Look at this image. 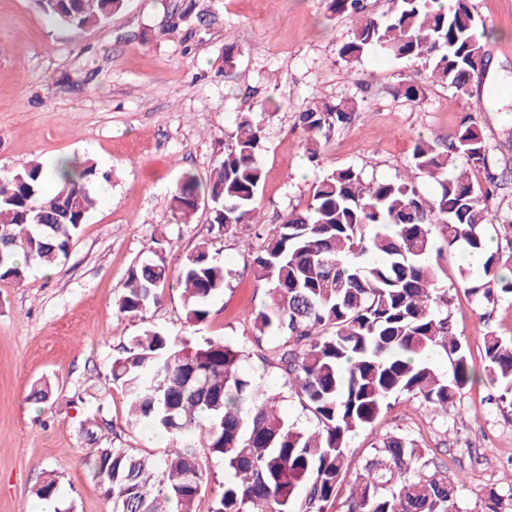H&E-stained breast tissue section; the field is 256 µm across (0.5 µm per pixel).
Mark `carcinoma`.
Instances as JSON below:
<instances>
[{
  "label": "carcinoma",
  "instance_id": "obj_1",
  "mask_svg": "<svg viewBox=\"0 0 512 512\" xmlns=\"http://www.w3.org/2000/svg\"><path fill=\"white\" fill-rule=\"evenodd\" d=\"M127 2L39 0L49 19L79 30L104 23ZM387 2L378 15L368 0H329L332 12L357 19L341 58L353 62L380 48L399 59H424L434 81L467 92L485 55L469 0ZM359 110L358 102L341 98L299 112L309 162H319L322 141ZM230 138L209 180L186 172L172 196L184 216L208 199V223L219 237L258 223L264 178L261 121L240 118ZM412 158L416 174L436 183L433 196L420 195L410 178L366 181L360 170L342 167L324 175L306 206L266 234L252 272L270 301L254 317V342L260 347L266 335L279 338L269 360L278 386L242 369L252 349L192 336L232 275L208 243L174 270L157 250L130 267L116 301L120 316L145 320L163 301L165 286H175L184 332L147 326L112 356L106 380L131 396L129 427L171 441L159 454L88 449L82 463L112 512H193L211 459L224 463V484L208 512H328L343 489L341 512H465L459 479L408 433L385 434L354 470L348 462L352 436L387 412L393 398L446 414L481 379L512 406V336L492 330L483 336L486 366L476 376L453 329V297L439 287L441 261L463 251L483 256L479 270L459 269L465 292L486 307L512 296L501 250L487 249L490 201L499 188L489 150L464 122L443 148L418 139ZM63 162L34 161L0 173V280L22 282L32 266H57L95 205L94 185L109 180L90 161L70 178L59 173ZM474 171L485 173V181L473 179ZM56 175L54 192L44 193L46 179ZM438 353L450 364L447 376L432 364ZM288 401L313 427L288 419L280 407ZM58 491L52 472L33 489L41 500ZM507 498L512 491L485 488L480 512H502Z\"/></svg>",
  "mask_w": 512,
  "mask_h": 512
}]
</instances>
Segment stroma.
Wrapping results in <instances>:
<instances>
[{
  "label": "stroma",
  "mask_w": 512,
  "mask_h": 512,
  "mask_svg": "<svg viewBox=\"0 0 512 512\" xmlns=\"http://www.w3.org/2000/svg\"><path fill=\"white\" fill-rule=\"evenodd\" d=\"M490 59L468 93L432 81L425 61L383 50L348 63L340 57L356 21L332 14L328 0H130L104 24L76 30L49 22L37 0H0V170L31 160L93 159L111 180L67 257L24 282L0 280V512H29L45 473L60 477L73 512H112L81 462L86 430L101 444L162 451L166 442L126 427L129 397L103 392L101 378L120 345L145 326L177 334L183 312L166 291L145 320L117 312L129 267L163 247L171 265L209 243L232 276L210 302L199 334L245 344L265 302L251 263L263 241L252 227L214 237L206 210L182 223L171 198L183 172L208 177L237 117L262 118L265 181L260 222L280 224L306 205L326 173L352 166L365 180L410 174L418 138L447 142L464 118L481 133L498 171H512V0H469ZM241 52L224 64V46ZM417 85L409 102L399 83ZM349 97L362 107L336 129L310 165L296 125L299 111ZM464 259L448 256L442 288L453 297L454 331L475 371L484 368L483 337L512 336V296L488 308L459 287ZM48 384V403L30 400ZM490 386L464 391L448 413L400 397L373 427L351 440L360 464L388 432L410 433L464 479L465 512H478L479 488L512 489V409L485 401Z\"/></svg>",
  "instance_id": "1"
}]
</instances>
